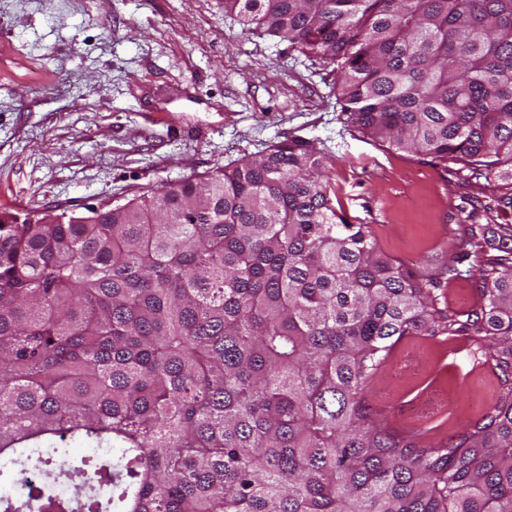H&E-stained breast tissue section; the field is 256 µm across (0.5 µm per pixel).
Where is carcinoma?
Returning a JSON list of instances; mask_svg holds the SVG:
<instances>
[{
    "mask_svg": "<svg viewBox=\"0 0 512 512\" xmlns=\"http://www.w3.org/2000/svg\"><path fill=\"white\" fill-rule=\"evenodd\" d=\"M331 69L373 142L502 186L419 277L290 140L87 216H0L5 512H512V0H224ZM485 223H480V220ZM474 258L461 269L459 264ZM477 284L467 311L445 285ZM406 336L468 337L497 398L448 443L366 391ZM112 452L71 461L54 447ZM66 475L77 497L51 493Z\"/></svg>",
    "mask_w": 512,
    "mask_h": 512,
    "instance_id": "cac0c4a2",
    "label": "carcinoma"
}]
</instances>
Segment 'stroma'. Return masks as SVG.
Listing matches in <instances>:
<instances>
[{
  "label": "stroma",
  "mask_w": 512,
  "mask_h": 512,
  "mask_svg": "<svg viewBox=\"0 0 512 512\" xmlns=\"http://www.w3.org/2000/svg\"><path fill=\"white\" fill-rule=\"evenodd\" d=\"M297 138L325 155L337 212L418 276L453 260L472 202L493 193L348 130L334 75L243 35L224 0H0V213L109 209ZM430 394L442 405L413 417ZM496 394L467 339L408 336L367 399L431 446Z\"/></svg>",
  "instance_id": "1"
}]
</instances>
